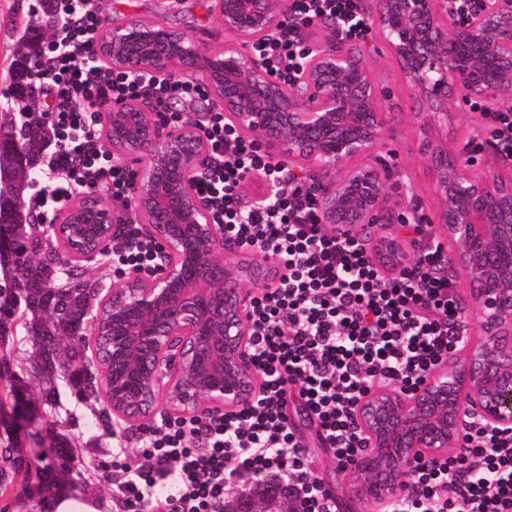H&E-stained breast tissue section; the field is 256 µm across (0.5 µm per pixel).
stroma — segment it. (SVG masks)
Wrapping results in <instances>:
<instances>
[{"label": "stroma", "instance_id": "1", "mask_svg": "<svg viewBox=\"0 0 512 512\" xmlns=\"http://www.w3.org/2000/svg\"><path fill=\"white\" fill-rule=\"evenodd\" d=\"M38 5L39 0H0V100L9 97L13 86L11 65L24 32L22 22ZM94 6L113 26L135 18L162 23L214 48L226 39L213 0H182L177 6L171 0H95ZM364 45L378 92L377 105L385 118L380 156L392 173L383 209L399 222L433 223L437 200L433 174L422 150L419 107L383 36L371 31ZM483 129L478 111L471 104L455 100L448 117L449 150L459 153L471 139H484ZM0 350L10 359L7 368L0 370V410L17 415L13 435L32 469L44 477L42 495L90 494L100 500L102 512H113V485L97 474L96 467L101 461L111 460L117 448L133 452L138 444V428L120 427L115 418L88 427L92 403L80 400L64 386L59 389V407L55 410L42 405L37 382H30L25 392L13 391V376L24 364L30 347L17 336ZM289 415L310 452L316 475L334 488L343 512H379V505L371 500L346 497L348 477L337 472L330 450L321 444L316 424L297 404H290ZM52 428L68 436L73 444V457L68 462H61L49 446L48 431Z\"/></svg>", "mask_w": 512, "mask_h": 512}]
</instances>
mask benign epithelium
Wrapping results in <instances>:
<instances>
[{
  "label": "benign epithelium",
  "instance_id": "benign-epithelium-1",
  "mask_svg": "<svg viewBox=\"0 0 512 512\" xmlns=\"http://www.w3.org/2000/svg\"><path fill=\"white\" fill-rule=\"evenodd\" d=\"M289 0H216L224 31L235 40L219 51L160 23L108 26L96 55L116 73L166 77L205 75L210 95L232 126L269 157L302 164L322 222L354 236L392 220L381 212L389 175L378 161L385 120L364 56L334 36L307 49L298 77L286 84L246 47L271 31ZM376 28L385 34L404 76L427 105L423 127L448 126L454 90L463 99L512 101V0H482L464 18L445 0H377ZM112 154L141 159L133 198L139 234L159 244L151 274L133 271L112 283L109 311L91 314L94 345L112 340V415L142 426L164 417L234 410L254 395L258 376L248 362L251 297L247 283L267 280L268 264L224 244L196 183L209 161L202 124L184 117L161 124L137 100L105 113ZM439 200V235L455 244L449 260L466 277V336L459 358L436 368L412 393L375 388L361 404L359 424L369 448L348 472L353 487L378 501L402 492L414 456L456 452L466 419L512 432V166L480 146L465 159L431 146ZM66 211L49 228L70 254L92 261L128 229L123 211L98 203L76 221ZM391 448L400 452L392 454Z\"/></svg>",
  "mask_w": 512,
  "mask_h": 512
}]
</instances>
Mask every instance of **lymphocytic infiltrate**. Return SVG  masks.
Instances as JSON below:
<instances>
[{
    "instance_id": "1",
    "label": "lymphocytic infiltrate",
    "mask_w": 512,
    "mask_h": 512,
    "mask_svg": "<svg viewBox=\"0 0 512 512\" xmlns=\"http://www.w3.org/2000/svg\"><path fill=\"white\" fill-rule=\"evenodd\" d=\"M60 26L36 67V81L51 98L53 133L49 177L29 199L43 223L78 192L106 185L128 198L134 171L113 158L104 140V113L117 103H151L160 121L178 124L171 99H204L202 81L113 73L95 57L102 19L93 0H56ZM328 19L337 35L359 40L367 27L361 0H291L275 33L252 45L276 75L292 80L305 62L295 37ZM211 161L197 184L225 240L272 257L276 285L251 300L247 357L260 379L254 398L233 411L163 418L143 430L141 446L119 455L124 479L120 512H224V491L236 480L285 476L298 512H337V496L315 475L307 448L288 416L296 395L318 427L341 471L352 470L368 439L357 424L366 395L377 387L418 389L447 362L466 322L455 285L442 263L444 247L425 225H412L419 248L408 267L381 270L367 240L327 231L304 176L271 160L252 140L214 112L205 127ZM259 178L274 196L247 199L242 185ZM113 272L151 271L160 256L135 233L106 250ZM170 495H159L160 486ZM385 512H512V433L468 420L451 457L416 455L406 492Z\"/></svg>"
}]
</instances>
